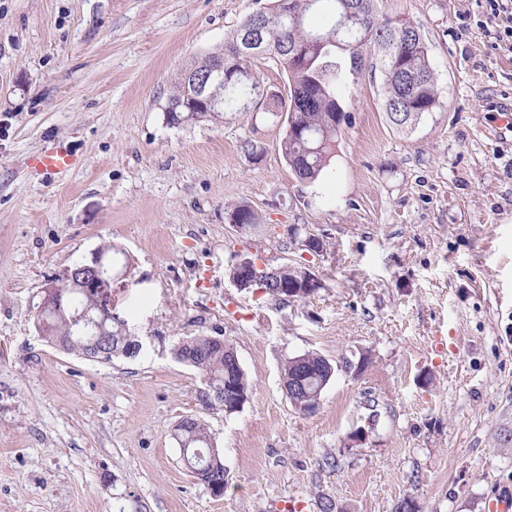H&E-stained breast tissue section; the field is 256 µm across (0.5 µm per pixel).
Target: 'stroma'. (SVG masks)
<instances>
[{
	"mask_svg": "<svg viewBox=\"0 0 512 512\" xmlns=\"http://www.w3.org/2000/svg\"><path fill=\"white\" fill-rule=\"evenodd\" d=\"M259 0H0V512H485L512 487V39L486 0H381L420 26L439 104L412 128L363 66L325 173L300 181L271 96L170 126L176 74ZM64 143L79 163L46 180L30 158ZM259 221L240 231L237 205ZM321 241L314 252L307 237ZM112 248V313L139 336L111 363L38 333L44 290ZM245 256L321 282L281 300L237 288ZM234 348L252 388L205 407L173 349ZM335 368L317 409L282 388L284 363ZM208 428L227 473L213 495L182 460L181 419Z\"/></svg>",
	"mask_w": 512,
	"mask_h": 512,
	"instance_id": "1",
	"label": "stroma"
}]
</instances>
